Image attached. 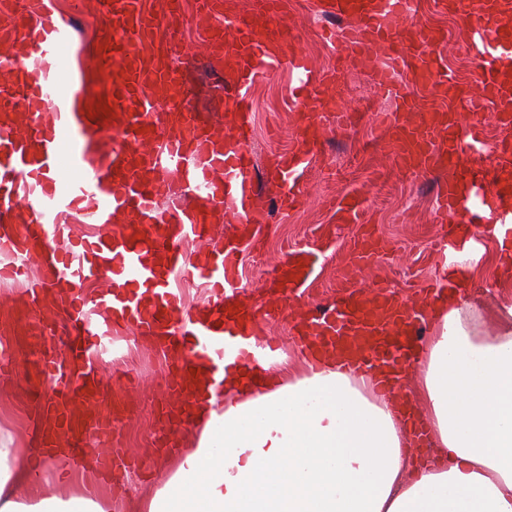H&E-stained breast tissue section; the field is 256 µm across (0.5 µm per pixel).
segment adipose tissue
<instances>
[{"mask_svg": "<svg viewBox=\"0 0 512 512\" xmlns=\"http://www.w3.org/2000/svg\"><path fill=\"white\" fill-rule=\"evenodd\" d=\"M484 311L456 290L434 299L413 368L423 453L405 412L369 371L326 359L287 383H224L223 411L193 407L195 448L142 512H172L170 488L202 490L190 512H512V277ZM491 314L494 331L480 321ZM48 458L0 448V512H117L111 492L17 498Z\"/></svg>", "mask_w": 512, "mask_h": 512, "instance_id": "1", "label": "adipose tissue"}]
</instances>
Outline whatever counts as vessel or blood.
Returning <instances> with one entry per match:
<instances>
[{"instance_id": "obj_1", "label": "vessel or blood", "mask_w": 512, "mask_h": 512, "mask_svg": "<svg viewBox=\"0 0 512 512\" xmlns=\"http://www.w3.org/2000/svg\"><path fill=\"white\" fill-rule=\"evenodd\" d=\"M99 5L97 67L118 76L107 115L91 113L71 90L86 71L74 50L77 18L61 15L55 0H0L8 17L0 25V283L28 280L27 353L52 388L41 415H60V427L39 430L38 450L61 469L107 480L128 458L114 445L126 391L98 405L97 359L112 355L124 328L130 343L152 342L171 361L160 405L170 415L223 387L229 369L275 358L272 340L253 332L269 314L266 303L241 301L240 257L252 238H218L213 228L228 217L261 224L254 200L264 188L281 213L301 205V183L320 149V112L340 130L352 115L325 95L326 78L298 52L280 0H255L248 13L237 0H196V13L216 22L204 46L214 90L232 115L220 131L186 111L194 87L168 60L186 21L183 0H169L161 15L142 0ZM450 6L470 33L475 67L465 86L448 77L433 51L441 34L416 25L412 0H321L320 7L339 20L335 37L351 61H381L374 82L395 108L374 113L372 123L389 132L398 166L440 179L435 217L451 229L438 242L443 256L460 241L457 227L474 236L485 223H512V142L502 141L487 163L474 160L488 120L512 127V32L501 26L512 0ZM282 63L299 77L303 123L296 149L276 157L274 177L262 185L246 130L249 90ZM414 92L425 111L411 104ZM461 97L468 112L455 107ZM191 240L198 248L189 252ZM383 250L364 231L354 269L371 266ZM320 256L316 248L286 255L281 296L303 293ZM178 276L200 282L208 300L185 307L172 286ZM95 282L100 290L87 294ZM425 321L423 311L404 312L394 292L370 286L311 306L297 329L309 357L338 356L359 370L397 349L409 367ZM60 326L66 341L49 345Z\"/></svg>"}]
</instances>
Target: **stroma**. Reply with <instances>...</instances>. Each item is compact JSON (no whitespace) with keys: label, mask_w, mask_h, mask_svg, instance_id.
Returning <instances> with one entry per match:
<instances>
[{"label":"stroma","mask_w":512,"mask_h":512,"mask_svg":"<svg viewBox=\"0 0 512 512\" xmlns=\"http://www.w3.org/2000/svg\"><path fill=\"white\" fill-rule=\"evenodd\" d=\"M284 2L285 18L299 37V47L316 52L310 61L312 68L325 75L335 72L347 52L339 44L323 39L324 21L317 10L318 0ZM414 6L423 20L444 32L445 39L436 48L442 62L460 79H467L471 53L466 38L460 35L461 19L437 9L433 0H414ZM343 81L347 87L344 99L358 117L352 126L337 131L333 118L324 116L326 132L321 152L303 181V203L297 210L284 215L271 205L269 195L258 199L257 206L268 215L269 222L258 237L256 248L242 254L241 285L251 296L266 295L286 252L318 248L322 251L320 264L294 305L303 308L339 296L355 241L364 226L369 225L386 244L387 251L369 271L368 280L397 293L409 308L416 310L426 301L422 288L433 281L438 265L431 247L442 232L441 225L434 221V182L400 170L385 147L382 131L367 123L366 113L378 105L372 78L353 67L345 70ZM292 84L288 67L282 65L272 74L258 77L251 89L254 109L248 115V129L257 160V179L270 173L275 155L295 145ZM348 195L359 199L364 224L337 222L332 204ZM495 249V238L486 234L478 238L475 250L457 257L466 270L471 297L487 305L498 298ZM130 353L135 357L132 368L142 376L145 388L127 406L118 444L144 449L143 459L150 463L153 472L145 474L136 464L118 467L112 492L147 497L176 468L178 450L195 447L198 432L189 426L173 427L159 412L168 359L147 344L131 348ZM47 391L32 367L17 368L13 379L0 380V443H9L14 448L35 447L24 409L30 399ZM165 433L169 434L171 445L158 447L157 439Z\"/></svg>","instance_id":"obj_1"}]
</instances>
